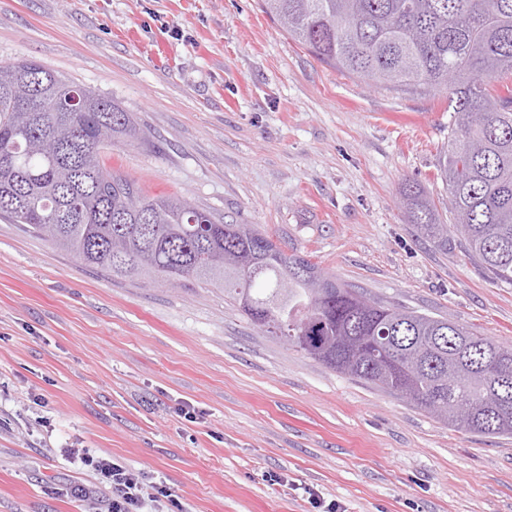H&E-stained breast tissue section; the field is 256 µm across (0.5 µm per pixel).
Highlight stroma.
<instances>
[{
  "label": "stroma",
  "mask_w": 512,
  "mask_h": 512,
  "mask_svg": "<svg viewBox=\"0 0 512 512\" xmlns=\"http://www.w3.org/2000/svg\"><path fill=\"white\" fill-rule=\"evenodd\" d=\"M23 57L132 113L152 144L110 162L150 193L512 344V285L404 214L409 179L452 220L445 96L322 63L260 0H0V63ZM65 448L165 482L187 512H315L308 487L341 512H512V436L327 368L221 289L112 276L0 217V512H108Z\"/></svg>",
  "instance_id": "1"
}]
</instances>
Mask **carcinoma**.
I'll return each mask as SVG.
<instances>
[{"label":"carcinoma","instance_id":"cac0c4a2","mask_svg":"<svg viewBox=\"0 0 512 512\" xmlns=\"http://www.w3.org/2000/svg\"><path fill=\"white\" fill-rule=\"evenodd\" d=\"M313 56L370 85L448 97L446 185L465 256L512 284V0H261ZM31 111L18 112L21 103ZM58 139L46 157L41 138ZM132 113L28 59L0 64V215L111 275L193 280L224 290L260 329L286 337L304 308L302 348L326 367L376 383L377 353L426 356L410 396L438 417L456 400L475 413L449 426L512 435V345L448 318L367 299L334 284L319 296L288 254L250 224H219L172 195H151L112 168L117 144H148ZM419 236L448 249V225L421 185L402 189Z\"/></svg>","mask_w":512,"mask_h":512}]
</instances>
